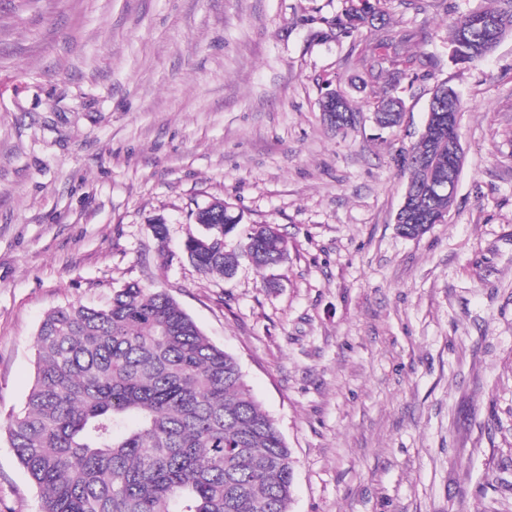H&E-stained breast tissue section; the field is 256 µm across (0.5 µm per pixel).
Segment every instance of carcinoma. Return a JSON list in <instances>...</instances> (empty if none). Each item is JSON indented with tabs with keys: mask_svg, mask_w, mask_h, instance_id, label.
Here are the masks:
<instances>
[{
	"mask_svg": "<svg viewBox=\"0 0 512 512\" xmlns=\"http://www.w3.org/2000/svg\"><path fill=\"white\" fill-rule=\"evenodd\" d=\"M381 0H343L348 33L379 15ZM470 11L451 26L450 45L470 33L471 60L489 55L512 35V0ZM491 19L496 32L473 25ZM338 132L358 116L337 90ZM457 92L436 87L425 131L409 153L403 235L427 232L453 201L430 185L448 176V113L461 111ZM402 102L381 99L374 112L395 127ZM202 233L184 243L189 260L208 276L233 275L245 257L259 268L281 265L287 242L274 224H253L243 242L234 203L197 209ZM36 379L23 407L3 429L40 512H288L294 461L276 421L248 389L238 360L213 344L163 290L133 282L112 291L107 307L79 302L46 314L36 337Z\"/></svg>",
	"mask_w": 512,
	"mask_h": 512,
	"instance_id": "1",
	"label": "carcinoma"
}]
</instances>
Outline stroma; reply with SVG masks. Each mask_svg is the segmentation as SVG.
I'll list each match as a JSON object with an SVG mask.
<instances>
[{
    "mask_svg": "<svg viewBox=\"0 0 512 512\" xmlns=\"http://www.w3.org/2000/svg\"><path fill=\"white\" fill-rule=\"evenodd\" d=\"M492 3L385 0L350 35L341 0H0V423L44 315L136 282L238 359L294 460L289 512H512V37L465 64L448 43ZM440 81L464 165L410 238ZM332 88L354 131L323 124ZM217 199L277 225L287 262L200 273L183 244ZM0 512H38L1 430ZM330 96L331 99H336L340 103L339 113L336 114V120L331 119L326 115V106L325 101L327 96ZM320 111L323 122L330 127L331 129H335L336 132H348L356 129L358 125V116L357 113L351 107L349 100L346 98L344 94L335 90H331L326 93V95L322 98L320 102ZM402 108V102L398 98L385 96L374 112L375 121L382 127H395L400 122Z\"/></svg>",
    "mask_w": 512,
    "mask_h": 512,
    "instance_id": "stroma-1",
    "label": "stroma"
}]
</instances>
